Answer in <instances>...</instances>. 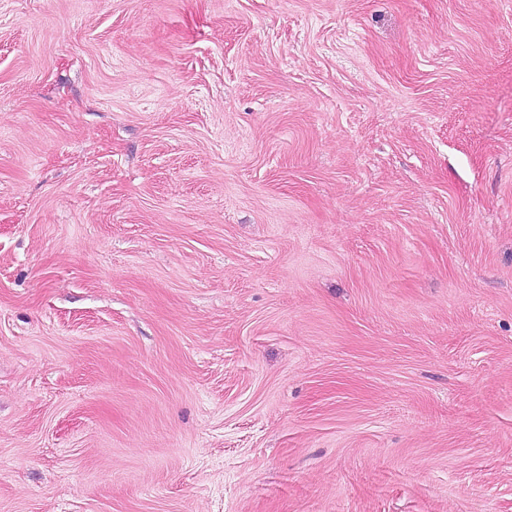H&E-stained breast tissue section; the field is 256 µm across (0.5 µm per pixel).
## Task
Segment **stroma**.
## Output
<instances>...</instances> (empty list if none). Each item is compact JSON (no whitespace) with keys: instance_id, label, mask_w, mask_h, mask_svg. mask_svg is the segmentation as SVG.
I'll list each match as a JSON object with an SVG mask.
<instances>
[{"instance_id":"stroma-1","label":"stroma","mask_w":512,"mask_h":512,"mask_svg":"<svg viewBox=\"0 0 512 512\" xmlns=\"http://www.w3.org/2000/svg\"><path fill=\"white\" fill-rule=\"evenodd\" d=\"M0 512H512V0H0Z\"/></svg>"}]
</instances>
